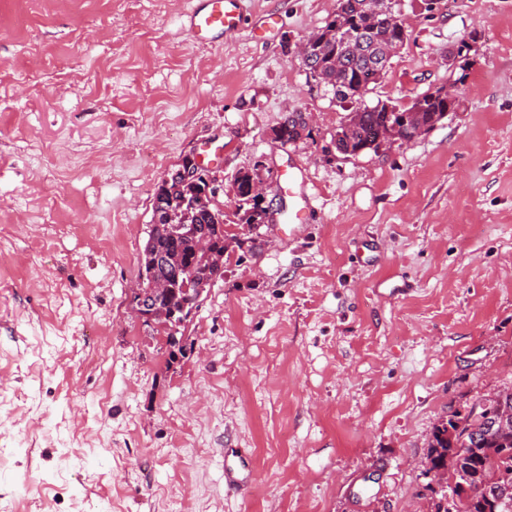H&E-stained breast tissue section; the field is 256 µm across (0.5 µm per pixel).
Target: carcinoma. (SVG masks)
Returning <instances> with one entry per match:
<instances>
[{
    "instance_id": "cac0c4a2",
    "label": "carcinoma",
    "mask_w": 512,
    "mask_h": 512,
    "mask_svg": "<svg viewBox=\"0 0 512 512\" xmlns=\"http://www.w3.org/2000/svg\"><path fill=\"white\" fill-rule=\"evenodd\" d=\"M381 0H339L336 13L317 33L310 55L303 62L309 77L328 89L333 98L341 102H359L356 95L361 83L375 85L381 79L375 64L382 54V46L401 39L402 27L391 23L396 17L392 3H387L388 14L375 19ZM346 27L337 32L336 25ZM419 105L423 124L434 127L449 113L456 111L457 102H447L436 92L425 93L415 99ZM354 127L352 152L371 149L379 137L391 133L403 134V113L388 110L379 101L369 107L360 106ZM248 173L241 172L235 179L237 212L246 224L264 223L265 207L259 196L251 193ZM208 183L202 176L184 183L165 179L158 185L152 202V224L148 240L140 259V276L145 281L161 278L168 281L170 292L159 300L152 311L155 324L166 322L162 312L179 309L191 300L192 289L185 280V270H193L198 279H221L224 270L210 263L206 251L221 252L224 246L223 223L215 220L205 209L192 213L187 220L177 211L178 201L193 199L206 192ZM206 241L208 250L200 248ZM487 412L484 401L471 406L461 414L455 412L435 426L428 449L429 469L446 468L455 477L453 487L440 490L433 498L430 512H452L456 503L464 500L468 512H512L499 501V490L512 487V428L487 436L483 431V418Z\"/></svg>"
}]
</instances>
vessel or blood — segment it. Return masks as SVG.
Here are the masks:
<instances>
[{
    "label": "vessel or blood",
    "mask_w": 512,
    "mask_h": 512,
    "mask_svg": "<svg viewBox=\"0 0 512 512\" xmlns=\"http://www.w3.org/2000/svg\"><path fill=\"white\" fill-rule=\"evenodd\" d=\"M243 14V0H194L186 14L187 28L195 40L212 44L236 34L241 28ZM288 186L297 189L301 200L290 221L294 224L305 223L314 209L316 195L311 186L300 185L299 176L294 172L288 175Z\"/></svg>",
    "instance_id": "1"
}]
</instances>
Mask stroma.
<instances>
[{"mask_svg": "<svg viewBox=\"0 0 512 512\" xmlns=\"http://www.w3.org/2000/svg\"><path fill=\"white\" fill-rule=\"evenodd\" d=\"M188 8L0 0V512H426L433 428L512 390V0H395L409 38L365 104L452 83L459 107L349 159L352 106L297 53L337 0H248L212 47ZM192 151L218 156L224 277L174 355L129 298ZM259 162L267 199L313 180L308 223L239 224Z\"/></svg>", "mask_w": 512, "mask_h": 512, "instance_id": "35a3bbf8", "label": "stroma"}]
</instances>
